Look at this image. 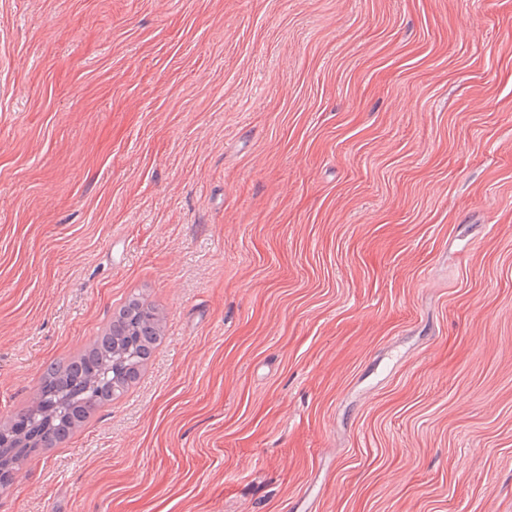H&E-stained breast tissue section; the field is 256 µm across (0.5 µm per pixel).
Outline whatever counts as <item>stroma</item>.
I'll list each match as a JSON object with an SVG mask.
<instances>
[{"label": "stroma", "instance_id": "35a3bbf8", "mask_svg": "<svg viewBox=\"0 0 512 512\" xmlns=\"http://www.w3.org/2000/svg\"><path fill=\"white\" fill-rule=\"evenodd\" d=\"M132 296L0 512H512V0H0V424ZM160 328L153 309L132 297L83 354L48 367L38 393L64 403L56 409L36 408L45 443L62 442L93 410L134 381L152 355ZM105 371L108 379L96 381V374Z\"/></svg>", "mask_w": 512, "mask_h": 512}]
</instances>
